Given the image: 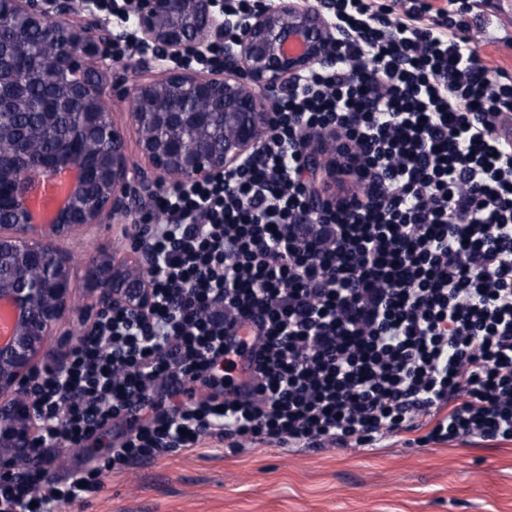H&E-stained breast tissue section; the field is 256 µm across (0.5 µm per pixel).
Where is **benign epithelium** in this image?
I'll return each mask as SVG.
<instances>
[{"label": "benign epithelium", "instance_id": "benign-epithelium-1", "mask_svg": "<svg viewBox=\"0 0 512 512\" xmlns=\"http://www.w3.org/2000/svg\"><path fill=\"white\" fill-rule=\"evenodd\" d=\"M331 0H264L245 18L233 20L216 0H129L116 26L134 33L154 55L132 64L136 73L155 72L148 81L122 83L130 119L147 167L134 162L123 133L112 120L102 72L112 68L114 34L95 11L94 0H0V24L22 20L43 30L48 51L42 71L63 79L88 112L93 139L81 147L64 145L51 158L28 159L0 180V434H13V448H0V470L15 471L26 458L27 383L45 363L53 337L64 325L66 344L78 341L77 328L114 308L134 313L153 304L151 279L157 265L148 248L149 229L135 223L130 201L151 198L165 184L219 177L247 161L269 133V111L292 82L315 66L336 65V22ZM224 46V66L213 71L177 65L188 52ZM224 113V144L206 138L188 148L177 136L158 140L160 122L174 131L205 129L212 113ZM311 165L336 175L333 140L325 137ZM73 173L63 204L36 220L27 194L32 170ZM109 220L128 225L132 253L88 261V293L93 305H77L72 291V256L60 242Z\"/></svg>", "mask_w": 512, "mask_h": 512}]
</instances>
